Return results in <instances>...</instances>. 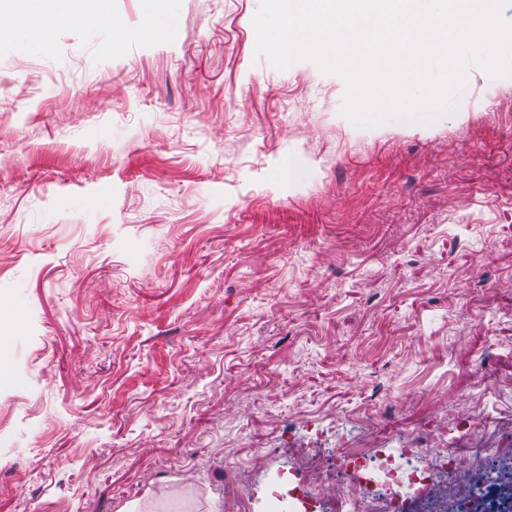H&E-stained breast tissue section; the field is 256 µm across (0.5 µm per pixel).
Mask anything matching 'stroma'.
<instances>
[{"instance_id":"stroma-1","label":"stroma","mask_w":512,"mask_h":512,"mask_svg":"<svg viewBox=\"0 0 512 512\" xmlns=\"http://www.w3.org/2000/svg\"><path fill=\"white\" fill-rule=\"evenodd\" d=\"M260 0L0 6V512H249L350 443L512 455V78L359 128ZM154 9L173 25L150 37ZM261 456H254V449ZM74 20L73 9L66 7L63 12H45L33 21L27 18L26 29L32 42L39 41L49 45L54 41L57 33L71 26Z\"/></svg>"}]
</instances>
